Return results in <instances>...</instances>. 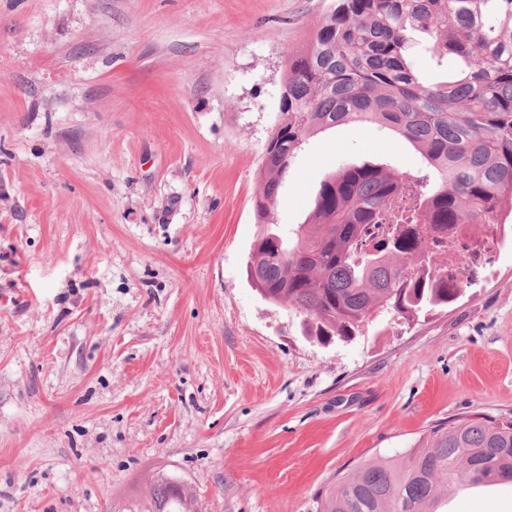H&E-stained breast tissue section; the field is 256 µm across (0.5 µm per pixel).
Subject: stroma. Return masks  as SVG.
Masks as SVG:
<instances>
[{"mask_svg": "<svg viewBox=\"0 0 512 512\" xmlns=\"http://www.w3.org/2000/svg\"><path fill=\"white\" fill-rule=\"evenodd\" d=\"M334 0H0V512H319L439 422L512 418V237L448 309L306 335L247 274L288 61ZM345 163L417 171L374 124L307 140L274 220ZM448 512H512V484ZM147 512H195L194 500L181 482L160 476L151 485Z\"/></svg>", "mask_w": 512, "mask_h": 512, "instance_id": "35a3bbf8", "label": "stroma"}]
</instances>
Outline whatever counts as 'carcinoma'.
Here are the masks:
<instances>
[{"label":"carcinoma","mask_w":512,"mask_h":512,"mask_svg":"<svg viewBox=\"0 0 512 512\" xmlns=\"http://www.w3.org/2000/svg\"><path fill=\"white\" fill-rule=\"evenodd\" d=\"M414 32L458 74L425 83L406 55ZM280 119L259 172L261 226L248 261L270 302L306 330L345 341L373 313L410 320L456 303L467 272L433 270L450 224H496L512 199V0H336L284 78ZM372 123L416 148L417 174L363 163L320 184L294 237L272 216L290 159L329 128ZM512 483V420L440 423L396 458L364 460L320 494V512H438L463 484ZM147 512H195L178 481L151 485Z\"/></svg>","instance_id":"carcinoma-1"}]
</instances>
